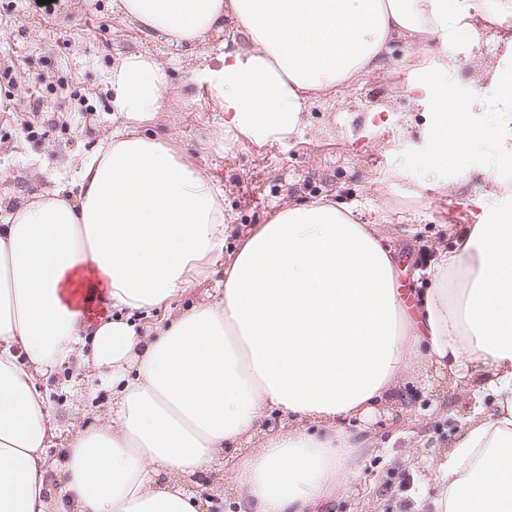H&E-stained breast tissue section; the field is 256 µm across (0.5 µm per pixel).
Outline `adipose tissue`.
Segmentation results:
<instances>
[{"label":"adipose tissue","mask_w":512,"mask_h":512,"mask_svg":"<svg viewBox=\"0 0 512 512\" xmlns=\"http://www.w3.org/2000/svg\"><path fill=\"white\" fill-rule=\"evenodd\" d=\"M118 10L177 46L233 21L218 66L197 80L224 112L225 137L256 144L291 139L308 98L377 67L393 40L434 38L451 54L512 25V0H118ZM503 44L495 65L471 58L496 102L490 161L512 156V35ZM106 83L125 126L82 160L76 192L17 206L0 226V512H48L53 424L38 380L82 344V301L166 307L224 252L218 187L129 128L161 112L166 68L131 53ZM410 89L436 114L437 153L462 154L471 137L448 122L456 99ZM352 211L322 198L289 205L238 246L218 301L144 330L118 318L97 327L86 364L108 371L114 401L58 472L78 512H199L184 480L254 439L228 475L238 512H318L361 450L344 422L372 415L428 365L494 402L437 462L424 512H512V213L495 202L463 227L408 306L397 255ZM272 410L286 418L276 431L264 426Z\"/></svg>","instance_id":"1"}]
</instances>
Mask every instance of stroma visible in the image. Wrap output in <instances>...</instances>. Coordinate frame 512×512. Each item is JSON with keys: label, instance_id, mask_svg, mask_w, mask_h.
<instances>
[{"label": "stroma", "instance_id": "obj_1", "mask_svg": "<svg viewBox=\"0 0 512 512\" xmlns=\"http://www.w3.org/2000/svg\"><path fill=\"white\" fill-rule=\"evenodd\" d=\"M225 23L211 43L176 47L122 20L113 0H0V68L12 67L15 113L0 112V220L8 208L69 187L84 157L107 142L123 119L113 112L105 78L128 53L156 57L171 90L153 122L136 134L163 141L224 193L223 256L178 294L166 311L134 314L139 326L207 303L235 248L278 208L319 197L356 205V218L378 225L402 255L449 249L459 225L478 223L486 197V160L470 155L469 181L446 185L429 169L434 114L418 105L405 78L412 46L394 41L381 66L337 95L308 100L289 142L254 144L224 138V114L193 78L216 61V45L232 33ZM40 111H31V97ZM56 428L49 466L61 465L78 430L99 424L112 405V386L82 367L63 365L45 383ZM491 397L427 371L401 382L395 396L345 428L362 443L346 489L324 500L323 512H419L432 493V466L454 436Z\"/></svg>", "mask_w": 512, "mask_h": 512}]
</instances>
